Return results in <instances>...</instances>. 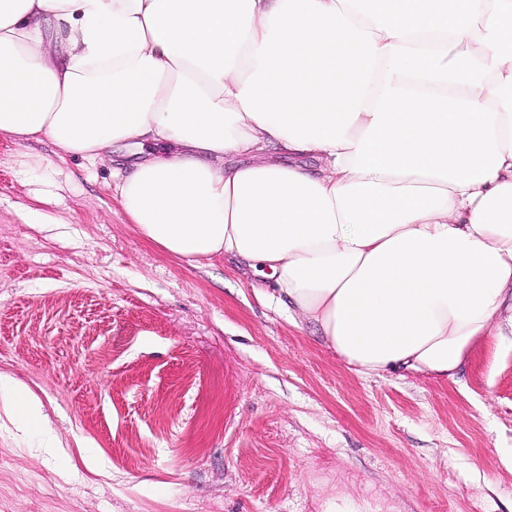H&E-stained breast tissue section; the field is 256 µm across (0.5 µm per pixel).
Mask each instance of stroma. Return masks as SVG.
I'll return each mask as SVG.
<instances>
[{
    "instance_id": "35a3bbf8",
    "label": "stroma",
    "mask_w": 512,
    "mask_h": 512,
    "mask_svg": "<svg viewBox=\"0 0 512 512\" xmlns=\"http://www.w3.org/2000/svg\"><path fill=\"white\" fill-rule=\"evenodd\" d=\"M122 158L0 133V374L60 443L0 412V512H512V343L348 370L235 259L144 241Z\"/></svg>"
}]
</instances>
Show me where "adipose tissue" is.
Returning <instances> with one entry per match:
<instances>
[{"label": "adipose tissue", "instance_id": "adipose-tissue-1", "mask_svg": "<svg viewBox=\"0 0 512 512\" xmlns=\"http://www.w3.org/2000/svg\"><path fill=\"white\" fill-rule=\"evenodd\" d=\"M0 132L112 170L166 252L274 286L350 370L512 329V0H0Z\"/></svg>", "mask_w": 512, "mask_h": 512}]
</instances>
